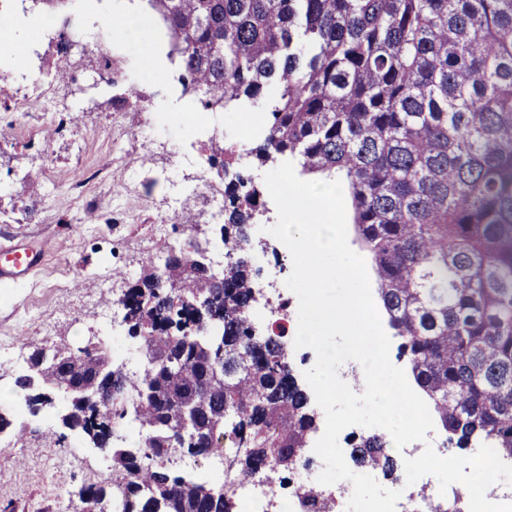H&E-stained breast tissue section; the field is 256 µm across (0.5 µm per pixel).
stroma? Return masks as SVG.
Listing matches in <instances>:
<instances>
[{
    "instance_id": "obj_1",
    "label": "stroma",
    "mask_w": 512,
    "mask_h": 512,
    "mask_svg": "<svg viewBox=\"0 0 512 512\" xmlns=\"http://www.w3.org/2000/svg\"><path fill=\"white\" fill-rule=\"evenodd\" d=\"M170 49L162 23L124 27L112 36L107 79L96 55L76 48L74 77L57 86L74 109L70 132L55 133L36 112L0 129V179L17 186L0 197V249L28 239L44 251L28 278L0 282V342L27 350L85 345L84 326L95 324L125 288L115 271L140 272L148 256L169 247L163 227L196 223L193 210L161 206L172 182L191 186L194 162L210 155L212 142L250 148V118L264 104L217 113L211 129L192 133L181 117L197 111V102L184 92ZM60 60L54 41L24 23L0 53V106L18 99L17 72L51 77ZM131 86L150 111L125 101ZM130 168L154 176L141 195L127 192ZM108 212L120 213L122 223H104ZM61 413H25L20 429L0 434V512H80L78 490L111 481V471L98 468L100 449L76 438Z\"/></svg>"
}]
</instances>
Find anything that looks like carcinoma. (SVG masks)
<instances>
[{
	"label": "carcinoma",
	"instance_id": "carcinoma-1",
	"mask_svg": "<svg viewBox=\"0 0 512 512\" xmlns=\"http://www.w3.org/2000/svg\"><path fill=\"white\" fill-rule=\"evenodd\" d=\"M165 25L181 81L203 110L255 105L275 87L263 136L245 152L216 146L222 174L224 275L182 278L171 259L125 279L122 323L135 371L96 343L36 348L22 391L63 376L67 428L112 457V483L79 492L113 512H234L207 481L173 469L184 450L228 444L249 481L306 459L316 415L288 358L251 320L257 272L248 227L260 190L248 167L288 157L301 173L348 189L355 242L418 392L449 449L489 441L512 459V0H146ZM224 343V387L211 386ZM139 406L108 401L110 382ZM139 425L137 448L118 428ZM392 476L379 435L352 456Z\"/></svg>",
	"mask_w": 512,
	"mask_h": 512
}]
</instances>
